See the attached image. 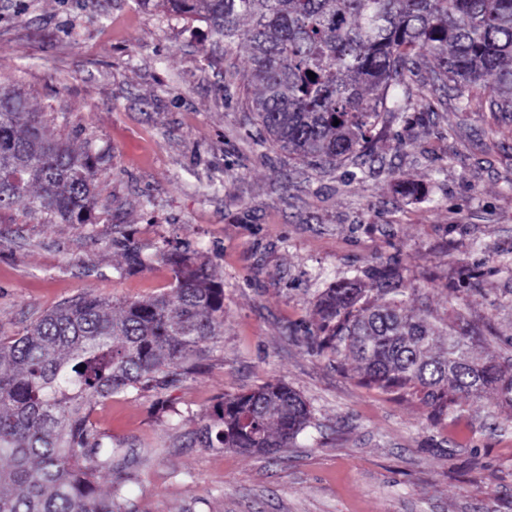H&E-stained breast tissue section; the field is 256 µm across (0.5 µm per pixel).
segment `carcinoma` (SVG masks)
<instances>
[{
    "mask_svg": "<svg viewBox=\"0 0 512 512\" xmlns=\"http://www.w3.org/2000/svg\"><path fill=\"white\" fill-rule=\"evenodd\" d=\"M140 2L206 22L227 50L247 44L256 87L248 106L275 145L312 166L353 160L386 118L417 105L407 78L429 58L442 85L490 84L494 106L512 112V0ZM96 170L90 148L47 136L41 113L0 84V211L89 224ZM157 258L172 274L157 297L110 305L88 294L0 341V512H121L128 478L105 494L96 484L97 473L112 471L115 450L91 401L168 389L224 327V283L199 254L129 247L120 271ZM394 278L385 269L369 285L344 279L324 292L307 331L312 345L353 360L368 385L421 389L435 415L489 390L512 405V372L474 355L486 337L461 314L437 333L406 312V289ZM310 423L296 391L268 383L221 397L198 438L204 448L274 454Z\"/></svg>",
    "mask_w": 512,
    "mask_h": 512,
    "instance_id": "carcinoma-1",
    "label": "carcinoma"
}]
</instances>
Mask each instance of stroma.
I'll use <instances>...</instances> for the list:
<instances>
[{
  "mask_svg": "<svg viewBox=\"0 0 512 512\" xmlns=\"http://www.w3.org/2000/svg\"><path fill=\"white\" fill-rule=\"evenodd\" d=\"M249 69L245 47L137 0H0V79L48 134L101 151L92 223L0 214V339L85 294L154 298L168 265L121 273L125 246H188L224 284V327L165 406L95 404L111 472L130 476L123 512H512V407L489 392L434 416L302 334L322 291L392 265L413 291L407 309L442 330L459 314L492 328L477 352L512 368V113L489 86L465 110L437 90L390 123L353 180L273 146L244 100ZM472 266L483 277L467 288ZM276 381L312 412L291 447L199 445L221 396Z\"/></svg>",
  "mask_w": 512,
  "mask_h": 512,
  "instance_id": "1",
  "label": "stroma"
}]
</instances>
